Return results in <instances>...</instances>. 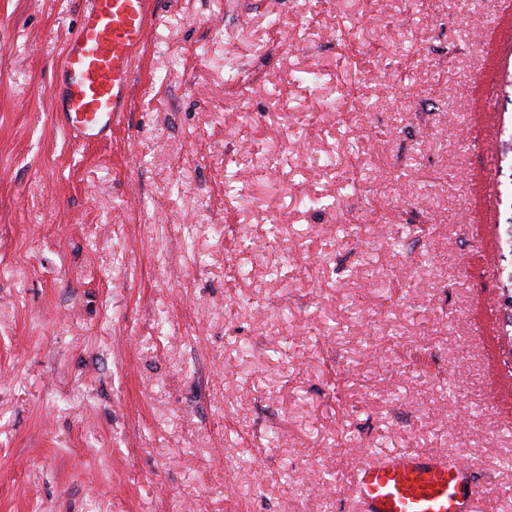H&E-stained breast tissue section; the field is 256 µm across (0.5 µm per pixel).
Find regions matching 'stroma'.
Segmentation results:
<instances>
[{
  "mask_svg": "<svg viewBox=\"0 0 512 512\" xmlns=\"http://www.w3.org/2000/svg\"><path fill=\"white\" fill-rule=\"evenodd\" d=\"M84 2L0 0V512H355L402 450L512 512V0H150L80 145ZM148 1L86 0L49 87L55 122L73 142L104 141L127 111L149 27Z\"/></svg>",
  "mask_w": 512,
  "mask_h": 512,
  "instance_id": "1",
  "label": "stroma"
}]
</instances>
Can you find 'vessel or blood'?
I'll return each instance as SVG.
<instances>
[{
    "label": "vessel or blood",
    "mask_w": 512,
    "mask_h": 512,
    "mask_svg": "<svg viewBox=\"0 0 512 512\" xmlns=\"http://www.w3.org/2000/svg\"><path fill=\"white\" fill-rule=\"evenodd\" d=\"M147 4L86 0L49 87L54 119L73 142L104 141L126 111L149 27ZM473 469L442 455L388 456L358 470L354 500L362 512H475Z\"/></svg>",
    "instance_id": "vessel-or-blood-1"
}]
</instances>
